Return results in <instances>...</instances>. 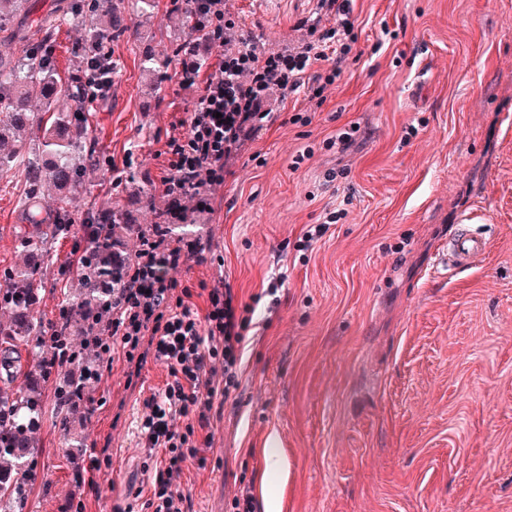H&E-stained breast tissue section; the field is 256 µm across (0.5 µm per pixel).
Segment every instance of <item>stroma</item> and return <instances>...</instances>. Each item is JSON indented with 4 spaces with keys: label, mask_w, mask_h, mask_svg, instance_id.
<instances>
[{
    "label": "stroma",
    "mask_w": 512,
    "mask_h": 512,
    "mask_svg": "<svg viewBox=\"0 0 512 512\" xmlns=\"http://www.w3.org/2000/svg\"><path fill=\"white\" fill-rule=\"evenodd\" d=\"M70 2L24 0L0 29V55L40 47L66 84L82 81L89 12H65ZM235 5L252 45L269 52L287 47L317 0ZM352 18L357 42L337 91L305 125L291 123L303 96L290 95L231 163L210 200L204 259L182 274L224 281L240 305L285 278L276 313L256 314L204 468L186 474L192 512H230L243 481L257 512H512V0H356ZM126 24L88 131L108 163L89 174L82 213L160 184L155 155L192 108L173 69L154 91L142 73L146 49L179 33L169 0ZM354 124L361 131L340 156L328 140ZM306 148L312 157L296 162ZM41 150L34 134L0 146L16 156L0 171V283L27 261L17 230L26 167ZM341 205L347 217L302 249L307 225ZM466 217L488 253L455 269L448 239ZM70 245L50 239L38 269L47 324L69 299L56 283ZM168 379L152 359L132 382L114 363L71 431L57 419L53 381H42L26 512L70 502L148 512L138 403ZM82 443L111 457L92 490L73 478Z\"/></svg>",
    "instance_id": "1"
}]
</instances>
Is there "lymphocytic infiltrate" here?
I'll return each instance as SVG.
<instances>
[{
    "label": "lymphocytic infiltrate",
    "mask_w": 512,
    "mask_h": 512,
    "mask_svg": "<svg viewBox=\"0 0 512 512\" xmlns=\"http://www.w3.org/2000/svg\"><path fill=\"white\" fill-rule=\"evenodd\" d=\"M194 2L208 25L211 63L200 73L187 64L177 72L179 86L193 93L192 108L186 122L172 124L156 158L163 184L195 190L204 211L208 194L224 183L228 162L255 141L287 95L303 91L304 109L312 112L335 93L356 37L351 0H318L319 16L296 24L288 49L244 52L231 0ZM182 218L175 211L168 222ZM168 222L133 225L124 286L94 353L108 366L122 359L130 378L147 359L166 364L164 390L142 401L144 468L152 473L146 505L149 512H189L182 478L190 463L204 464L214 405L239 385L255 306L235 305L231 288L220 283L201 289L182 284L178 275L197 261L199 248L174 242Z\"/></svg>",
    "instance_id": "lymphocytic-infiltrate-1"
}]
</instances>
